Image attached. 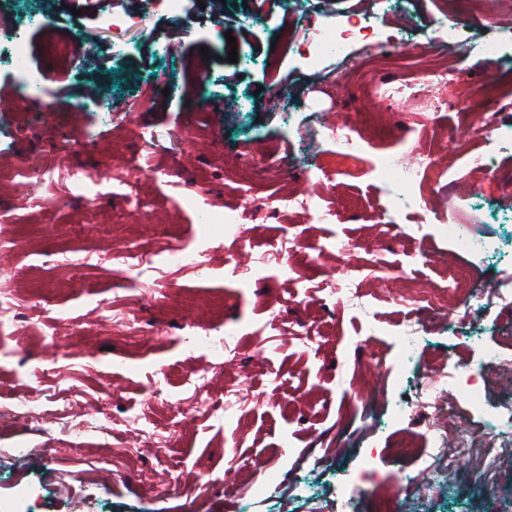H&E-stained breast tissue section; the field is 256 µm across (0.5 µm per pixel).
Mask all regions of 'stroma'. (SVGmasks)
<instances>
[{
  "instance_id": "1",
  "label": "stroma",
  "mask_w": 512,
  "mask_h": 512,
  "mask_svg": "<svg viewBox=\"0 0 512 512\" xmlns=\"http://www.w3.org/2000/svg\"><path fill=\"white\" fill-rule=\"evenodd\" d=\"M305 4L325 8L332 22L373 12L396 48L436 40L428 12L411 0ZM105 11L140 18L125 55L110 52ZM34 12L43 21L25 32V64L43 77L41 100L20 102L11 67L0 65V240L15 244L0 257V280L11 281L19 304L0 321V512H335L337 489L366 469L374 477L350 512L381 500L389 512H512V431L501 435L492 480L470 482L474 463L465 460L424 502L392 493L427 448L422 428L400 416L426 369L451 362L469 375L477 366L469 338L495 346L512 332V309L484 300L492 282L512 285V148L474 138L471 151L496 153L490 168L475 170L459 163L455 139L484 126V85L512 64V43L497 58L471 54L464 78L442 90L453 108L436 118L427 89L383 111L382 148L416 136L451 172L433 199L435 223L415 234L387 224L372 154L341 156L314 136L325 112L340 124L379 110L373 86L395 68L351 74L331 106L300 60H268L279 30L303 33L302 16L287 18L281 0H185L177 15L151 0H101L79 16L60 13L56 0H0V17ZM509 28L512 0H487L442 53L455 59L460 44ZM75 36L96 38L93 55L77 61L59 51ZM193 71L198 91L187 97L173 84ZM158 85L171 93L139 107V94ZM97 101L106 111L73 109ZM47 127L58 142L44 141ZM139 128L155 132V149L135 137ZM26 161L54 173L32 196L8 180ZM128 180L142 208L122 200ZM291 192L334 208L335 223L300 211L223 221L247 196ZM462 215L486 245L480 255L455 249L448 227ZM340 241L348 251L337 250ZM242 242L256 260L247 279L230 263ZM179 245L197 251L199 267L161 264L149 284L130 286L123 255ZM69 253L92 261L64 263ZM379 266L395 278L377 277ZM460 271L478 309L465 319L431 310L421 284L439 288ZM349 277L371 298L375 328L325 299ZM108 306L138 331L112 324ZM406 318L419 325L407 351L388 333ZM188 320L199 335L224 337L233 360L186 342ZM71 403L86 407L81 427L58 417ZM181 407L189 423H180ZM128 417L140 434L129 432ZM168 429L175 435L160 463L141 436Z\"/></svg>"
}]
</instances>
